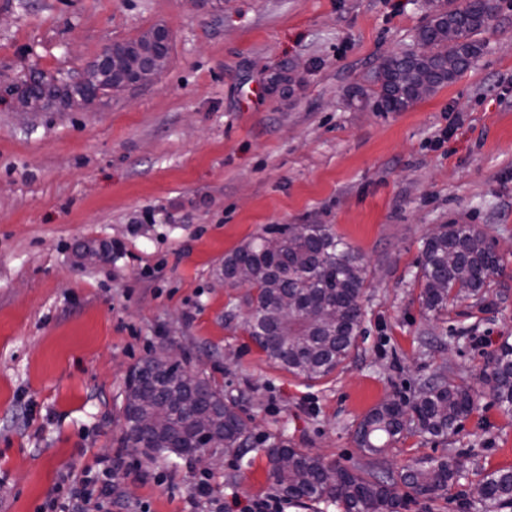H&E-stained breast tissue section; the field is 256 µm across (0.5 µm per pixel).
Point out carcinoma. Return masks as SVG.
Wrapping results in <instances>:
<instances>
[{"label":"carcinoma","instance_id":"cac0c4a2","mask_svg":"<svg viewBox=\"0 0 512 512\" xmlns=\"http://www.w3.org/2000/svg\"><path fill=\"white\" fill-rule=\"evenodd\" d=\"M481 4L463 14L443 12L422 26L417 39L433 53L427 67L431 88L453 81L482 50L475 36L483 30ZM388 68L373 76L374 88L358 90L377 112H400L414 104L402 83L410 58L394 55ZM112 81L105 60L98 57L76 82L43 72L17 97L48 111L69 106L72 94L83 92L85 103ZM420 300L428 313L440 314L461 297L483 296L504 271L485 234L470 224H442L423 242L419 262ZM366 269L358 253L330 224H276L224 257V284H246V331L276 367L307 380L322 379L345 364L362 335L361 295ZM492 371L483 373L488 397L512 415V344L502 343L489 358ZM477 408L470 391L442 376L425 385L411 400H386L359 423L360 450L378 455L406 431L445 441ZM127 448H149L163 456H194L201 442L210 448H241L250 430L237 405L210 382L194 373L184 375L156 354L133 368L124 391ZM288 457V466L279 465ZM270 476L281 493L297 503L333 501L344 512H399L408 499L448 494L462 476L463 465L452 455L430 458L395 478L369 468L327 465L320 457L283 443L269 451ZM478 486L484 510L512 508V469L485 475Z\"/></svg>","mask_w":512,"mask_h":512}]
</instances>
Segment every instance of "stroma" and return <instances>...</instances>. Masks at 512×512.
I'll list each match as a JSON object with an SVG mask.
<instances>
[{"mask_svg":"<svg viewBox=\"0 0 512 512\" xmlns=\"http://www.w3.org/2000/svg\"><path fill=\"white\" fill-rule=\"evenodd\" d=\"M501 5L452 83L403 112H363L356 89L416 48L424 0H0V512H36L98 456L124 460L123 512L277 493L267 450L281 442L364 468L363 417L443 374L477 409L448 441L405 434L386 465L451 453L466 470L447 497L402 512H460L472 482L512 468V416L480 377L512 342V252L490 295L438 316L415 280L439 225L512 243V0ZM157 27L173 41L151 82L78 110L20 109L32 71L79 79ZM275 224L332 225L366 267L358 348L317 382L268 361L245 330V288L222 280L225 256ZM173 345L236 402L246 448L209 449L203 465L124 447L128 373Z\"/></svg>","mask_w":512,"mask_h":512,"instance_id":"obj_1","label":"stroma"}]
</instances>
